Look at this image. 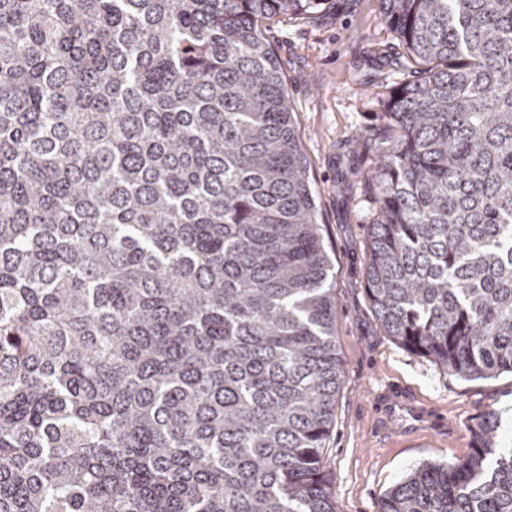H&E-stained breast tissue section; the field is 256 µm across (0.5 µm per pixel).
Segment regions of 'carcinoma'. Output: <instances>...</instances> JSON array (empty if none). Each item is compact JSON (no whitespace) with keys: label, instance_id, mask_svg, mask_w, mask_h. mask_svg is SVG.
Returning <instances> with one entry per match:
<instances>
[{"label":"carcinoma","instance_id":"obj_1","mask_svg":"<svg viewBox=\"0 0 512 512\" xmlns=\"http://www.w3.org/2000/svg\"><path fill=\"white\" fill-rule=\"evenodd\" d=\"M326 0H0V512H335L330 258L266 21ZM366 291L512 373V0H381ZM378 512H512L498 411Z\"/></svg>","mask_w":512,"mask_h":512}]
</instances>
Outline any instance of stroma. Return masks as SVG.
Instances as JSON below:
<instances>
[{"mask_svg": "<svg viewBox=\"0 0 512 512\" xmlns=\"http://www.w3.org/2000/svg\"><path fill=\"white\" fill-rule=\"evenodd\" d=\"M264 35L285 74L332 261L342 384L326 445L329 493L336 512H378L382 494L412 468L465 458L484 412L499 411L512 424V373H448L387 336L367 297L373 140L387 135L385 102L405 79L397 65L404 49L381 21L380 0H328L318 13L270 24ZM396 389L428 418L404 409L384 420L380 403Z\"/></svg>", "mask_w": 512, "mask_h": 512, "instance_id": "obj_1", "label": "stroma"}]
</instances>
